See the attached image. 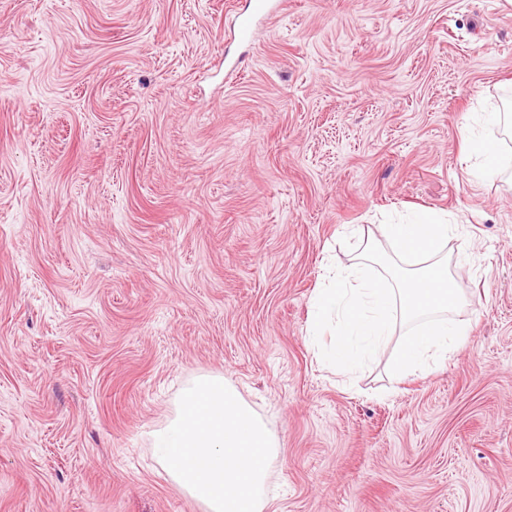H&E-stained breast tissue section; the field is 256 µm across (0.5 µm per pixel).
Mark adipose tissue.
Here are the masks:
<instances>
[{
	"label": "adipose tissue",
	"instance_id": "obj_1",
	"mask_svg": "<svg viewBox=\"0 0 512 512\" xmlns=\"http://www.w3.org/2000/svg\"><path fill=\"white\" fill-rule=\"evenodd\" d=\"M466 141L470 155L480 159L471 174L494 177L499 139L474 132ZM455 230L446 216L427 211L373 229L352 227L359 253L337 267L312 299L309 335L332 334L327 357L337 371L352 373L384 356L391 377L401 380L467 343L470 325L450 317L466 303L452 273L466 251L448 247Z\"/></svg>",
	"mask_w": 512,
	"mask_h": 512
}]
</instances>
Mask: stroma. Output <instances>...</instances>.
I'll list each match as a JSON object with an SVG mask.
<instances>
[{
	"mask_svg": "<svg viewBox=\"0 0 512 512\" xmlns=\"http://www.w3.org/2000/svg\"><path fill=\"white\" fill-rule=\"evenodd\" d=\"M0 0V512H202L149 434L221 375L279 443L267 512H512V0ZM431 208L459 352L394 382L308 337L346 226ZM277 5L275 0H250L248 4L249 12L244 16L239 26V37L247 41L250 37L252 21L260 16H265L272 12ZM466 141L469 146L470 158L473 156L482 158L480 164L469 166L471 174L478 180L494 177L499 171L498 163L501 147L499 139L493 133L485 135L480 132H472L466 137ZM470 158L467 157V161Z\"/></svg>",
	"mask_w": 512,
	"mask_h": 512,
	"instance_id": "obj_1",
	"label": "stroma"
}]
</instances>
